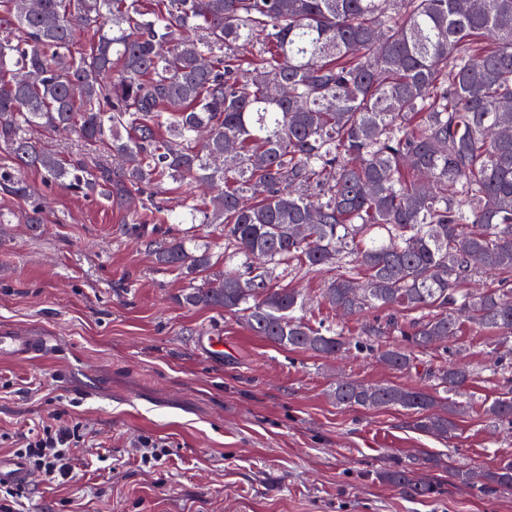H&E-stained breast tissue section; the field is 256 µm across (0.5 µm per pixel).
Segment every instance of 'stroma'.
I'll use <instances>...</instances> for the list:
<instances>
[{"label":"stroma","instance_id":"35a3bbf8","mask_svg":"<svg viewBox=\"0 0 512 512\" xmlns=\"http://www.w3.org/2000/svg\"><path fill=\"white\" fill-rule=\"evenodd\" d=\"M28 183L43 202L39 232L8 225L0 244V325L49 337L28 360L0 357V454L64 417L85 441L73 449V477L46 489L40 475L22 489L23 512H512V495L453 485L448 468L475 470L512 456V429L491 423L484 405L512 385L495 365L496 334L461 322L457 356L472 371L467 411L455 436L412 427L399 408L352 410L332 400L337 378L425 388L368 352L333 357L291 351L252 335L236 317L180 304V271L155 265L136 239L127 204ZM327 270H286L306 297L301 319L357 335L388 309L343 317L320 294ZM206 336L224 355L206 356ZM161 461L142 463L147 442ZM440 481L429 499L382 482L380 471L419 466Z\"/></svg>","mask_w":512,"mask_h":512}]
</instances>
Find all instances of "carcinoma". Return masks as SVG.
Listing matches in <instances>:
<instances>
[{
	"label": "carcinoma",
	"instance_id": "cac0c4a2",
	"mask_svg": "<svg viewBox=\"0 0 512 512\" xmlns=\"http://www.w3.org/2000/svg\"><path fill=\"white\" fill-rule=\"evenodd\" d=\"M40 2L36 12L32 0H0V196H31L34 170L47 186L137 201L130 221L155 264L188 278L179 302L238 315L278 347H353L408 372L418 353H439L429 390L340 379L331 398L400 407L415 430L453 436L472 373L448 365L455 352L438 339L462 320L512 338V284L466 288L512 274V137L497 136L512 128V0ZM79 27L98 32L82 53ZM34 127L76 133L85 156L67 160ZM110 158L129 165L114 172ZM166 180L212 191L167 217L188 225L179 238L140 221L163 210ZM42 213L33 199L22 220L36 230ZM282 265L336 271L323 298L347 316L395 308L408 319L353 339L311 328L296 316L304 296L278 283ZM386 333L399 343L375 346ZM485 414L512 428V389ZM379 477L414 498L434 491L409 468ZM450 478L512 495V457Z\"/></svg>",
	"mask_w": 512,
	"mask_h": 512
}]
</instances>
